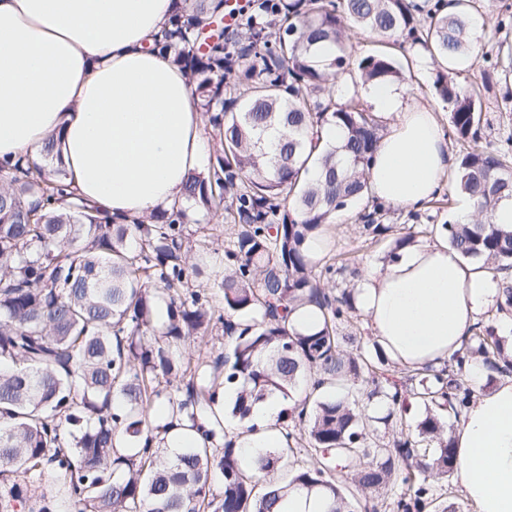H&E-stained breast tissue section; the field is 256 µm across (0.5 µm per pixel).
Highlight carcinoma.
<instances>
[{"label": "carcinoma", "instance_id": "carcinoma-1", "mask_svg": "<svg viewBox=\"0 0 512 512\" xmlns=\"http://www.w3.org/2000/svg\"><path fill=\"white\" fill-rule=\"evenodd\" d=\"M223 19L224 0H183L158 43L187 70L220 140L171 212L123 224L64 175L28 158L6 175L0 164V512H59L62 502L74 512H276L290 486L325 493L326 512H456L440 484L452 478L447 420H459L473 398L469 363L507 375L512 355L478 322L444 365L404 368L401 384L389 379L398 364L377 343L342 333L353 290L325 288L345 260L322 263L309 242L369 197L382 130L345 91L327 90L352 75L347 24L378 38L381 49L357 65L373 83L412 66L385 50L399 37L436 62L472 53L468 9L446 12L444 0H247L232 27ZM435 88L450 109V134L476 140L474 94L441 70ZM332 122L343 144L313 153L314 131ZM511 153L509 137L460 158L455 187L478 213L512 200V168L502 162ZM198 213L230 226L221 269L207 238L191 240ZM378 213L360 219L366 235L383 239L390 227ZM441 231L464 257L512 269V230L478 220L430 233ZM204 273L222 304L193 288ZM307 305L318 327H288ZM213 330L231 338L227 353L186 356ZM312 377L345 393L300 397L277 428L284 447L245 460L216 412L224 389H237L230 415L243 421L256 403L292 398ZM377 397L396 432L388 443L370 435L375 420L365 410ZM158 403L165 423L152 413ZM414 403L427 414L413 430ZM173 427L202 438L173 452L165 447ZM282 469L289 485L278 487ZM18 471L28 483L11 481ZM349 479L368 497H351Z\"/></svg>", "mask_w": 512, "mask_h": 512}]
</instances>
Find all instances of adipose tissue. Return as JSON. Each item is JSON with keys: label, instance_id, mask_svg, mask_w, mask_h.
Segmentation results:
<instances>
[{"label": "adipose tissue", "instance_id": "obj_1", "mask_svg": "<svg viewBox=\"0 0 512 512\" xmlns=\"http://www.w3.org/2000/svg\"><path fill=\"white\" fill-rule=\"evenodd\" d=\"M174 0H0V161L37 157L54 139L67 178L87 202L133 219L170 210L205 151L202 120L184 73L154 46ZM391 117L369 171L372 196L396 207L429 200L453 159L434 112L397 83L370 84ZM498 275L441 237L402 247L355 288L358 310L403 367L441 366L479 317L497 308ZM473 361L468 410L455 423L454 481L473 512H512V378L479 386ZM288 402L257 403L258 435H236L248 456L277 445Z\"/></svg>", "mask_w": 512, "mask_h": 512}]
</instances>
